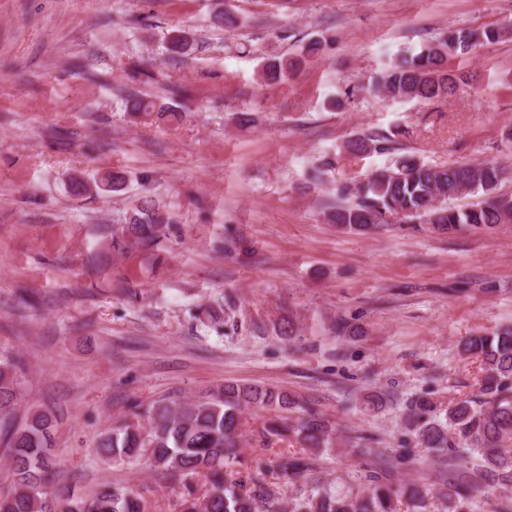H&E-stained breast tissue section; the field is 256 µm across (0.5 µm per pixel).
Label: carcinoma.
<instances>
[{
  "mask_svg": "<svg viewBox=\"0 0 512 512\" xmlns=\"http://www.w3.org/2000/svg\"><path fill=\"white\" fill-rule=\"evenodd\" d=\"M502 36L503 29L495 27L450 28L441 37L396 55L366 90L394 102L445 98L457 87L448 69L449 56L494 43ZM192 45L185 32L176 31L167 43V59L177 62ZM322 50L321 40L309 41L295 57L269 59L260 77L267 84L278 82ZM125 109L139 117L179 118L175 109L158 110L154 103L132 93L125 97ZM408 134L401 127L394 132L371 130L347 140L344 151L356 157L382 154L392 150L394 137ZM507 175L508 168L494 161L433 167L405 155L392 167L338 188L337 195L346 203L328 206L327 218L358 233L386 226L393 217L428 224L444 233L463 224L490 230L512 224V198L497 193ZM125 186V175L114 172L93 182L75 177L70 191L83 196L120 192ZM471 194L482 195L483 202L455 204ZM171 220L170 212L158 201L141 198L125 215L124 223L112 225L113 251L154 250ZM461 351L483 362L477 390L449 408L443 423L418 419L416 410L430 408L419 398L407 422L420 447L448 451L440 480L448 484L453 512H473L478 497L496 500L491 512H512V328L492 336H471L461 344ZM19 369L17 360L0 361V429L10 418ZM251 409L271 413L260 431L266 443L291 436L312 452L332 444L335 423L310 403L276 388L226 384L206 397L162 400L139 408L132 418L100 438L98 451L113 459L143 457L162 477L183 481L181 512H281L265 473L242 478L234 470L239 463L244 413ZM6 435L9 484L0 489V512H144L141 500L129 488L105 483L83 494L62 483V472L51 454L52 421L46 413L34 412L24 425ZM368 452L374 459L367 474L369 485L343 495L322 480L316 459L279 458L273 468L275 477L302 483L289 512H399L401 499L419 507L434 491L425 484L391 481L393 471L408 457L392 455L384 448ZM195 475L205 479L202 494L187 482Z\"/></svg>",
  "mask_w": 512,
  "mask_h": 512,
  "instance_id": "obj_1",
  "label": "carcinoma"
}]
</instances>
